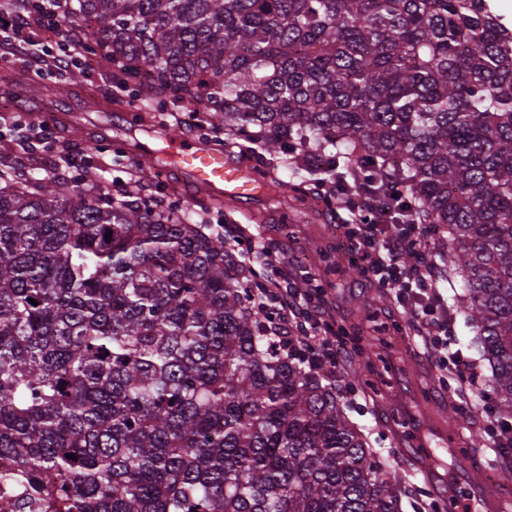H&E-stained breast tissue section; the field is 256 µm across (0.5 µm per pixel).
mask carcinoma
<instances>
[{
  "instance_id": "cac0c4a2",
  "label": "carcinoma",
  "mask_w": 512,
  "mask_h": 512,
  "mask_svg": "<svg viewBox=\"0 0 512 512\" xmlns=\"http://www.w3.org/2000/svg\"><path fill=\"white\" fill-rule=\"evenodd\" d=\"M131 97L292 155L453 250L496 409L512 416V27L489 0H76ZM111 238H106V234ZM37 304H31V300ZM362 389L392 336L343 328ZM349 385L224 239L164 200L0 161V460L13 512H401ZM73 454L77 459H69Z\"/></svg>"
}]
</instances>
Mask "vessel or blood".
Segmentation results:
<instances>
[{
	"instance_id": "b4317fda",
	"label": "vessel or blood",
	"mask_w": 512,
	"mask_h": 512,
	"mask_svg": "<svg viewBox=\"0 0 512 512\" xmlns=\"http://www.w3.org/2000/svg\"><path fill=\"white\" fill-rule=\"evenodd\" d=\"M169 151L177 167L210 197L240 202L263 194L260 175L222 147L177 139Z\"/></svg>"
}]
</instances>
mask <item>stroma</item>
Here are the masks:
<instances>
[{
	"instance_id": "obj_1",
	"label": "stroma",
	"mask_w": 512,
	"mask_h": 512,
	"mask_svg": "<svg viewBox=\"0 0 512 512\" xmlns=\"http://www.w3.org/2000/svg\"><path fill=\"white\" fill-rule=\"evenodd\" d=\"M98 75L74 86L71 94L61 100L50 98L40 102L30 100L26 84L36 80L51 83L48 73L36 66L14 64V71L23 74V84L11 86L13 100L8 110L0 111V154L21 158L26 143H33L37 153L33 165L41 161L52 162L56 172L68 181L76 182L88 177H102L111 189H142L144 195L158 197L179 209H189L194 221L204 224H223L239 229L240 241L235 249L249 254L251 233H260L273 248L287 251L294 271L310 268L318 280L329 283L327 316L342 321L352 315L374 318L376 323L401 325L404 329L402 357L391 358L386 380L390 395L398 397L410 412V425L424 436L430 448L435 449L441 463L429 476L409 472L412 494L403 498V512H433L431 505L447 495L449 481L463 478L451 456L441 447L448 427L441 418L445 406H452L457 415L466 418L465 432L488 438L490 428L512 427V418L492 412L489 370L477 342L475 331L459 307H452V338L472 362L468 369L444 370L438 366V356L419 332L410 314L395 310L389 296L359 276L326 274L325 263L316 252L317 244L327 240L343 243L344 224L349 217L336 199L321 201L316 212L293 207L282 208L279 193L234 205L228 208L211 204L194 185L175 172L166 177L151 173L140 180L137 157L131 147L144 139L142 122L153 125L175 126L184 139H200L223 143L224 133L210 129L200 115L192 112H174L161 107L155 100L145 98L139 106L144 110L143 121L128 120L126 108L132 102L129 92L116 83L112 68L104 62L96 64ZM66 114L80 125L73 132L62 124L51 125L47 141H29L20 122L43 121L47 111ZM100 130L94 152L83 151L86 129ZM349 418L361 426L374 450V457L391 464H399L398 449L389 425L372 398L359 390L348 393Z\"/></svg>"
}]
</instances>
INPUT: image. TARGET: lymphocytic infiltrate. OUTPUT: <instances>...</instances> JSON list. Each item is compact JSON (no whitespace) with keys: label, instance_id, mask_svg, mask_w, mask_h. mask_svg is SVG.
I'll return each instance as SVG.
<instances>
[{"label":"lymphocytic infiltrate","instance_id":"1","mask_svg":"<svg viewBox=\"0 0 512 512\" xmlns=\"http://www.w3.org/2000/svg\"><path fill=\"white\" fill-rule=\"evenodd\" d=\"M46 12L33 15L15 0L9 9L0 8V60L29 61L46 66L65 77L79 66L82 45L74 41L46 50L42 36L53 32L70 13L72 0H48ZM353 218L346 227L353 261L362 276L391 294L395 304L418 320L438 352L440 368L465 367L461 350L450 337L448 303L439 293L438 263L430 248V226L385 224L378 214L361 202L349 207ZM279 295V312L286 320H300L303 341L317 353L328 372H335L339 348L331 340L321 317L322 291H297L288 267H280L279 280L272 285Z\"/></svg>","mask_w":512,"mask_h":512}]
</instances>
